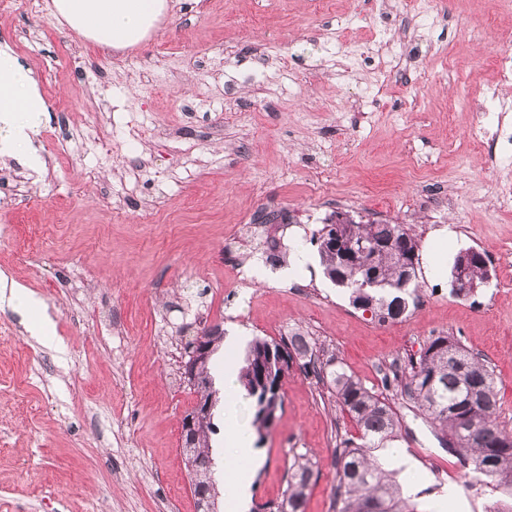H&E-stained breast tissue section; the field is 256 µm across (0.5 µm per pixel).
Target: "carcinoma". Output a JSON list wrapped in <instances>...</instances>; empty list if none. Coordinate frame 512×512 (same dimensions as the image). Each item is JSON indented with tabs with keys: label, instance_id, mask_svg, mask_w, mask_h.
Returning a JSON list of instances; mask_svg holds the SVG:
<instances>
[{
	"label": "carcinoma",
	"instance_id": "1",
	"mask_svg": "<svg viewBox=\"0 0 512 512\" xmlns=\"http://www.w3.org/2000/svg\"><path fill=\"white\" fill-rule=\"evenodd\" d=\"M328 225L317 231L323 273L336 275L335 285L350 292L354 306L370 310L378 320L397 319L417 304L419 282L402 286L406 268L416 269L418 241L402 224L368 221L336 226V239L347 248L361 242H385L390 249L376 258L358 256L346 262L330 248ZM376 274L375 285L364 287L365 266ZM321 348L300 333L278 340L255 337L245 349L238 380L246 391L251 427L263 440L283 405V385L294 364L302 362L306 372L317 374L341 409L354 421L358 435L340 442L336 450V485L332 490L334 512H419L417 503L404 495L401 470L390 468L377 452L392 447L399 438L400 421L393 408L373 391L349 375L331 356L320 358ZM211 361L199 368L205 383L203 397L211 409L202 418L190 444L187 459L200 460L189 471L197 503L215 486L211 439L216 432L214 408L221 402L213 386ZM401 386V393L430 423L441 447L457 455L466 468L485 477L496 495L512 499V437L496 422L498 398L494 373L487 364L447 335L432 337L417 357L408 358L402 373L384 375V384ZM313 477V467L299 455L288 473L287 486L270 512H304Z\"/></svg>",
	"mask_w": 512,
	"mask_h": 512
}]
</instances>
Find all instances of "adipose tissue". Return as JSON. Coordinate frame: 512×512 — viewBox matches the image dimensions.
<instances>
[{"mask_svg":"<svg viewBox=\"0 0 512 512\" xmlns=\"http://www.w3.org/2000/svg\"><path fill=\"white\" fill-rule=\"evenodd\" d=\"M168 0H52L53 15L80 38L98 46L126 47L141 42L154 29ZM48 117L47 106L30 70L13 52L0 47V150L13 154L26 149L31 167L41 160L31 147L32 136ZM224 413L228 440L235 450L236 476L232 498L236 512H244L250 498L248 475L256 464L253 435L247 422L238 418L243 391L233 370L224 372Z\"/></svg>","mask_w":512,"mask_h":512,"instance_id":"ef3b65f1","label":"adipose tissue"}]
</instances>
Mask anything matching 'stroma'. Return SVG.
I'll return each instance as SVG.
<instances>
[{
    "instance_id": "1",
    "label": "stroma",
    "mask_w": 512,
    "mask_h": 512,
    "mask_svg": "<svg viewBox=\"0 0 512 512\" xmlns=\"http://www.w3.org/2000/svg\"><path fill=\"white\" fill-rule=\"evenodd\" d=\"M364 46L376 0H328ZM453 28L419 44L409 74L337 77L307 0H171L149 40L93 48L50 0L0 9V43L38 81L49 117L33 136L43 166L0 156V276L31 294L0 304V512H197L180 452L197 400L181 357L205 327L242 337L298 331L401 423L395 465L420 512H492L428 423L381 369L444 334L498 382L496 421L512 431V210L496 198L512 167L469 134L456 93L482 96L495 55L512 52L497 0H439ZM280 103L276 112L266 102ZM84 112L98 116L85 128ZM68 127L69 137L58 135ZM455 203L439 208L447 193ZM347 213L405 225L419 241L417 306L380 323L324 278L314 231ZM447 229L435 243L433 233ZM486 254L491 282L450 295L457 253ZM286 255L242 288L238 265ZM251 475V512L278 500L295 456L314 462L305 512H333L334 458L356 435L314 375L294 369Z\"/></svg>"
}]
</instances>
